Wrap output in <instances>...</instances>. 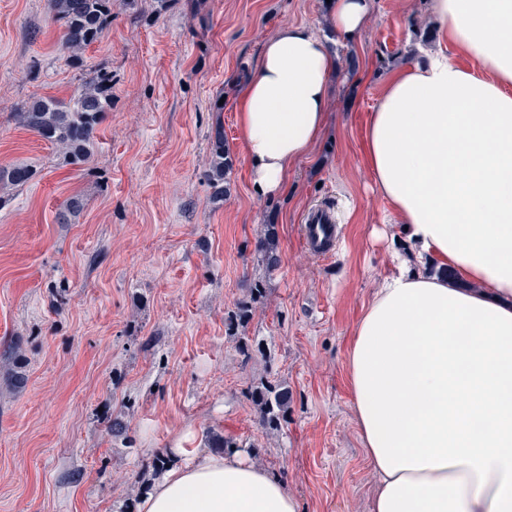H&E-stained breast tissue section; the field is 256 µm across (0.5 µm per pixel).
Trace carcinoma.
I'll use <instances>...</instances> for the list:
<instances>
[{"label":"carcinoma","mask_w":512,"mask_h":512,"mask_svg":"<svg viewBox=\"0 0 512 512\" xmlns=\"http://www.w3.org/2000/svg\"><path fill=\"white\" fill-rule=\"evenodd\" d=\"M53 19L63 30V44L73 56L97 43L104 28L112 20V0H52ZM112 80L104 73L93 77L71 104L54 98L33 101L18 113L19 122L42 139L61 149L70 164L80 166L91 157L94 133L106 112L112 109ZM233 167V159L224 143V131L216 129L212 136V156L206 179L217 196L224 194V180ZM33 177L25 167L0 168V183L15 187ZM258 252L266 268L279 264L276 252L275 224L267 225V233L258 243ZM262 280L253 281L248 298L239 301L227 312L225 323L229 335L251 320L253 304L264 298ZM259 409L260 425L268 432H277L288 419V391L278 383L266 382L252 393Z\"/></svg>","instance_id":"1"}]
</instances>
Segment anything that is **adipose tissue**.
<instances>
[{"label": "adipose tissue", "instance_id": "obj_1", "mask_svg": "<svg viewBox=\"0 0 512 512\" xmlns=\"http://www.w3.org/2000/svg\"><path fill=\"white\" fill-rule=\"evenodd\" d=\"M429 8L443 48L400 64L367 121L371 186L405 249L355 323L353 410L370 512H512V0ZM369 11L332 0L329 26L353 39ZM335 70L307 25L264 43L234 100L255 196L280 195L319 139ZM170 455L137 512H300L244 451Z\"/></svg>", "mask_w": 512, "mask_h": 512}]
</instances>
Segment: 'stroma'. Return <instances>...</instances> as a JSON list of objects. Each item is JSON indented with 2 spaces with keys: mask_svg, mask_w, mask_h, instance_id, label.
I'll return each mask as SVG.
<instances>
[{
  "mask_svg": "<svg viewBox=\"0 0 512 512\" xmlns=\"http://www.w3.org/2000/svg\"><path fill=\"white\" fill-rule=\"evenodd\" d=\"M326 0H112V21L74 68L49 0H0V166L34 178L0 186V512H135L157 458L234 435L278 474L301 512H369L347 375L361 306L388 274L387 218L370 190L365 124L391 69L430 30L429 0H371L334 82L327 130L286 191L254 198L245 168L223 201L205 180L210 135L238 137L234 95L285 24L327 34ZM112 76V109L87 164L23 127L30 102L77 96ZM80 197L69 223L61 205ZM336 218L312 253L308 212ZM275 223L278 267L258 241ZM267 296L240 335L224 318L252 280ZM287 387L268 434L252 387Z\"/></svg>",
  "mask_w": 512,
  "mask_h": 512,
  "instance_id": "obj_1",
  "label": "stroma"
}]
</instances>
